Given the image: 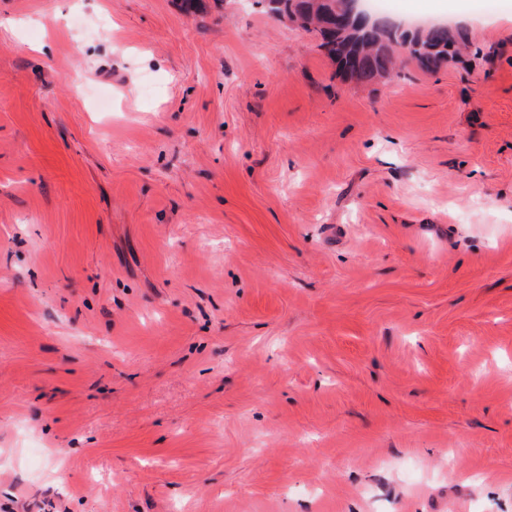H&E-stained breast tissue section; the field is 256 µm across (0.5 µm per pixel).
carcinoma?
Segmentation results:
<instances>
[{
    "label": "carcinoma",
    "mask_w": 512,
    "mask_h": 512,
    "mask_svg": "<svg viewBox=\"0 0 512 512\" xmlns=\"http://www.w3.org/2000/svg\"><path fill=\"white\" fill-rule=\"evenodd\" d=\"M266 10L288 19L301 28L315 32L322 47L331 56L341 52L353 58L359 67L358 83L371 85L390 76L397 68L398 55L415 60L423 71L435 73L452 66L466 44V33L457 29H439L434 26L422 30L406 29L385 21V25L369 30H330L322 24L329 17L348 11L351 0H258ZM420 49H415V45Z\"/></svg>",
    "instance_id": "carcinoma-1"
}]
</instances>
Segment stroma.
I'll return each mask as SVG.
<instances>
[{
  "instance_id": "stroma-1",
  "label": "stroma",
  "mask_w": 512,
  "mask_h": 512,
  "mask_svg": "<svg viewBox=\"0 0 512 512\" xmlns=\"http://www.w3.org/2000/svg\"><path fill=\"white\" fill-rule=\"evenodd\" d=\"M341 80L254 0H0V512H512V10Z\"/></svg>"
}]
</instances>
